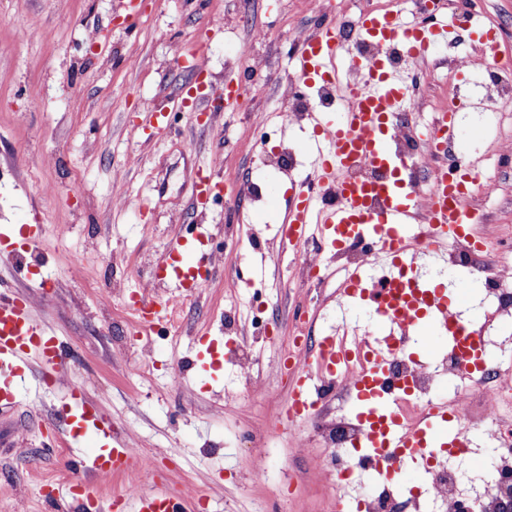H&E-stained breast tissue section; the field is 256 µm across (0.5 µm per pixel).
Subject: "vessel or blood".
<instances>
[{"instance_id":"1","label":"vessel or blood","mask_w":512,"mask_h":512,"mask_svg":"<svg viewBox=\"0 0 512 512\" xmlns=\"http://www.w3.org/2000/svg\"><path fill=\"white\" fill-rule=\"evenodd\" d=\"M358 34L383 43H398L416 58L422 57L438 41L447 39V29L420 23L402 26L389 12H366L359 16ZM341 51L339 33H315L301 44L296 57V77L311 87L329 76L326 63L335 61ZM364 80L344 87L346 107L334 121L316 123L314 132L324 148L320 153L317 183L300 184L285 210L282 242L297 244L312 221H319L327 231V244L340 249L345 245H361L388 267L377 278L368 277L364 267L351 270L345 280V295L369 302L390 332L382 343L371 346L363 370L355 375L350 387L363 407L357 418L364 431V446L369 454L366 466L380 470L384 480L400 483L406 463L429 467L444 446L448 435L467 438L465 429L449 432L447 410L428 414L417 424L405 425L396 414L394 397L377 385L384 376L395 352L403 345V335L420 324L425 315H434L437 333H450V350L457 354L465 373L476 375L485 364V343L480 328L458 322L443 295H431L420 283L400 290L401 273H414L419 253L435 252L449 241L466 238L480 244L479 219L467 203L480 189L474 165L456 160L444 165L432 187L429 202H422L413 186L408 158L392 148V137L407 102L403 83L390 71L386 59L368 63L356 59ZM355 164L379 166L386 175L377 182H354L346 179V171ZM336 189L335 201L319 196L317 184ZM425 215L428 223L437 225L436 242L422 244L408 229L417 215ZM184 239H177L164 259L169 275L163 277L164 295L144 294L139 310L147 323L162 319L172 299H187L193 288L205 281L211 263L202 262L196 253L187 251ZM345 351L335 338L325 337L311 359L294 368L299 378V399H307L314 383L313 365L335 372ZM49 365L47 384L66 383L71 404L63 409L61 420L80 446L85 477L75 478L55 493L72 500L77 512H124L134 505L135 512H186L193 497L175 500L163 490L138 493L132 497L102 499L97 489L111 482L115 473L132 465V450L112 435L111 422L81 397L77 379L61 380L58 370L65 366L68 354L61 341L50 336L34 319L26 302L0 301V405L14 402L18 379L30 360Z\"/></svg>"}]
</instances>
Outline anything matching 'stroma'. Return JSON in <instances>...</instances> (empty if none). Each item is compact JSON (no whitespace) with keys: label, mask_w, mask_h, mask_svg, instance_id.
Wrapping results in <instances>:
<instances>
[{"label":"stroma","mask_w":512,"mask_h":512,"mask_svg":"<svg viewBox=\"0 0 512 512\" xmlns=\"http://www.w3.org/2000/svg\"><path fill=\"white\" fill-rule=\"evenodd\" d=\"M406 21L431 17L448 25L455 53L478 47L454 9L424 14L413 0H387ZM336 4L315 0H0V233L41 226L25 257L0 250V297L32 300L35 319L71 346L65 376L128 440L133 467L100 489L103 498L155 467L173 497L205 490L206 512H336V474L311 421L273 429L296 384L278 354L295 336L345 330L380 336L365 303L341 295L347 269L310 234L323 258V280L309 283L300 251L284 247L280 225L292 188L315 179L318 147L312 119L285 127L279 109L295 77L292 33H316ZM481 24L496 31L502 58H512V0H483ZM53 39H43L44 31ZM411 91L428 122L457 85L470 95L451 119L462 152L481 177L499 176L498 197H474L486 217V256L512 241V105L482 104L481 77L458 78L430 57L410 61ZM204 79L205 114L180 104L179 89ZM233 80L248 97L224 108L211 86ZM165 115L156 131L149 109ZM293 148L290 175L264 165L280 143ZM219 192L198 199L201 180ZM207 234L217 262L180 313L181 334L168 320L152 333L154 366L133 376L139 357L127 345L131 305L176 236ZM417 274L441 289L459 318L485 324L484 291L463 288L443 259L422 260ZM233 319L256 361L258 387L244 385L224 358L225 319ZM271 322L261 333L259 319ZM31 362L16 403L0 408V512H44L47 483L67 479L76 446L57 431L66 400ZM267 470L254 475V455Z\"/></svg>","instance_id":"35a3bbf8"}]
</instances>
